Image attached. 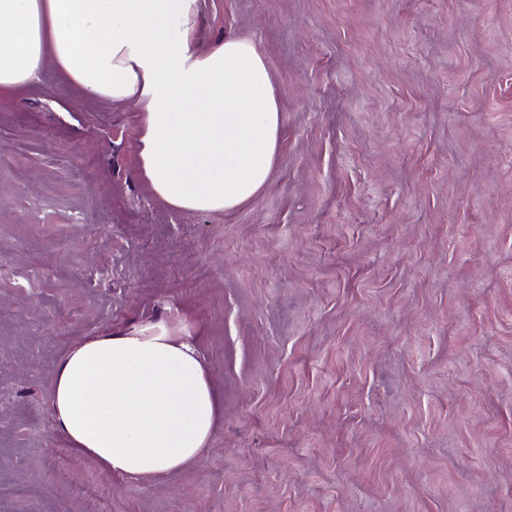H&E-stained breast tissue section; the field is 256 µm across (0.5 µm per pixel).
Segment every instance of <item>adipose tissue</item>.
Here are the masks:
<instances>
[{"label": "adipose tissue", "mask_w": 512, "mask_h": 512, "mask_svg": "<svg viewBox=\"0 0 512 512\" xmlns=\"http://www.w3.org/2000/svg\"><path fill=\"white\" fill-rule=\"evenodd\" d=\"M198 0H0V93L53 67L85 95L138 114L137 173L188 213L231 210L265 187L280 109L256 44L198 40ZM57 432L106 473L166 480L217 419L198 339L165 320L93 336L58 362Z\"/></svg>", "instance_id": "obj_1"}]
</instances>
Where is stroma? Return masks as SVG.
Here are the masks:
<instances>
[{"mask_svg": "<svg viewBox=\"0 0 512 512\" xmlns=\"http://www.w3.org/2000/svg\"><path fill=\"white\" fill-rule=\"evenodd\" d=\"M280 106L268 183L186 213L137 114L0 95V512H512V0H199ZM195 332L219 414L161 483L54 427L76 342Z\"/></svg>", "mask_w": 512, "mask_h": 512, "instance_id": "35a3bbf8", "label": "stroma"}]
</instances>
